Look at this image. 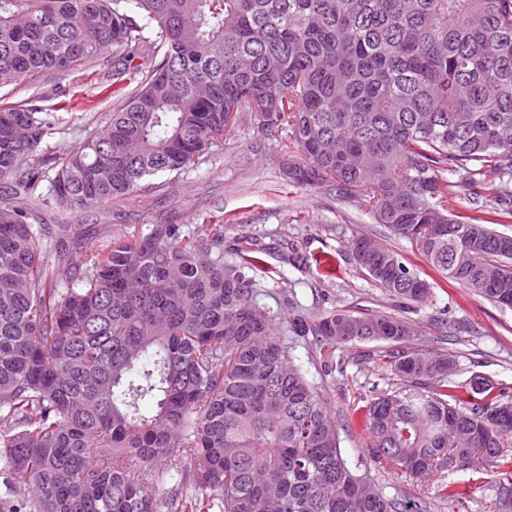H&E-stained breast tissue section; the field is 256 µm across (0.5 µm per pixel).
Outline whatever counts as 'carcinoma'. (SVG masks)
Masks as SVG:
<instances>
[{
	"instance_id": "cac0c4a2",
	"label": "carcinoma",
	"mask_w": 512,
	"mask_h": 512,
	"mask_svg": "<svg viewBox=\"0 0 512 512\" xmlns=\"http://www.w3.org/2000/svg\"><path fill=\"white\" fill-rule=\"evenodd\" d=\"M112 51L147 71L107 128L54 158L56 202L85 210L195 163L239 113L293 143L288 178L334 181L376 223L422 246L446 278L512 307V234L445 205L512 169V0H0V74L63 73ZM48 122L0 108V459L36 512H412L374 489L340 448L336 420L291 360L320 347L386 343L409 386L366 406L374 458L411 474L482 459L498 512H512V397L456 360L411 347L391 315L285 302L282 330L257 300L274 273L251 242L224 259L207 224H150L66 255L79 237L29 204ZM452 170L459 181L443 172ZM352 245L391 296L432 286L389 248ZM49 249L59 257L43 264Z\"/></svg>"
}]
</instances>
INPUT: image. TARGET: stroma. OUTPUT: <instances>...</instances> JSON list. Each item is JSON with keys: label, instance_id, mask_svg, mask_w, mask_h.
Instances as JSON below:
<instances>
[{"label": "stroma", "instance_id": "stroma-1", "mask_svg": "<svg viewBox=\"0 0 512 512\" xmlns=\"http://www.w3.org/2000/svg\"><path fill=\"white\" fill-rule=\"evenodd\" d=\"M127 67L129 79L113 82L107 54L60 75L40 73L21 83L0 84V106L37 108L50 123L42 150L60 154L103 131L113 112L125 105L144 71L138 58ZM287 160L276 140L258 144L255 123L244 116L236 136L212 140L198 165L150 177L146 188L125 198L90 211L64 209L54 200L55 170L50 167L31 204L44 223L70 225L89 245L126 239L152 224H179L187 233L200 224L220 225L225 257H232L236 245L247 239L268 245L264 259L272 275L262 280L258 301L271 311H279L288 295L314 319L335 309L402 317L416 331L413 345L418 350L455 355L458 381L477 371L512 393V309L449 284L415 242L393 236L367 207L343 197L334 186L289 183ZM361 237L401 254L431 283V295L408 304L389 296L353 260L352 243ZM294 251L303 258L296 267L285 261ZM384 351V343L360 342L329 354L303 340L293 351L295 364L338 423L349 465L370 470L386 496L414 503L421 512H497L484 463L465 471L440 463L415 475L374 459L372 440L360 421L362 409L402 386L387 368ZM449 483L466 488L467 497L439 498L438 486Z\"/></svg>", "mask_w": 512, "mask_h": 512}]
</instances>
